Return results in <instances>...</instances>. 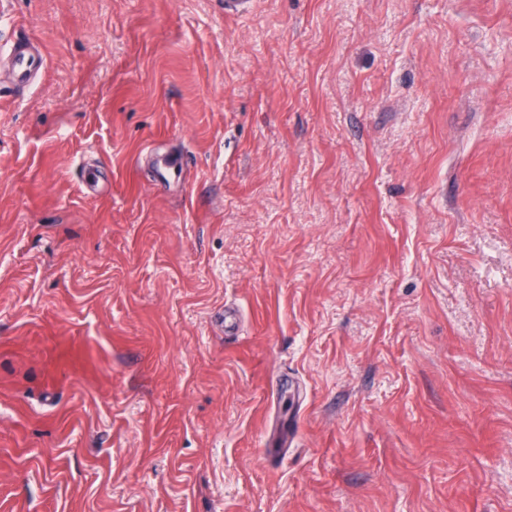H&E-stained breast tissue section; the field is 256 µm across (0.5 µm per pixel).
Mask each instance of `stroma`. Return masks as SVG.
Listing matches in <instances>:
<instances>
[{"label": "stroma", "mask_w": 512, "mask_h": 512, "mask_svg": "<svg viewBox=\"0 0 512 512\" xmlns=\"http://www.w3.org/2000/svg\"><path fill=\"white\" fill-rule=\"evenodd\" d=\"M16 39L0 512H512V0H0ZM0 56L11 69L17 86L30 85L45 66L44 56L34 45L23 40H14L8 52L1 51Z\"/></svg>", "instance_id": "1"}]
</instances>
